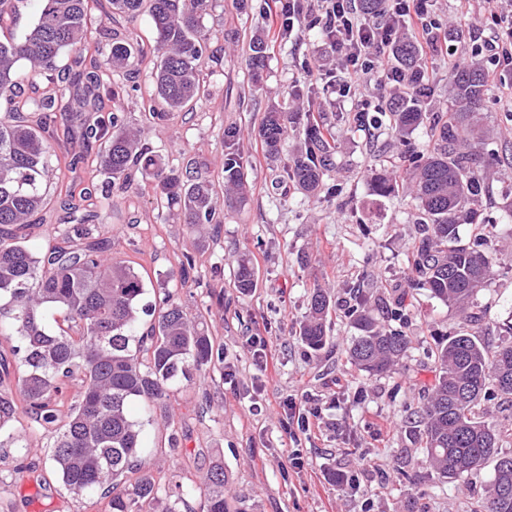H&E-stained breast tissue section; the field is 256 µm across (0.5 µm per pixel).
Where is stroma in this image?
<instances>
[{"mask_svg": "<svg viewBox=\"0 0 512 512\" xmlns=\"http://www.w3.org/2000/svg\"><path fill=\"white\" fill-rule=\"evenodd\" d=\"M212 0L205 17L209 52L202 66L208 94L193 111L152 118L144 105L154 89L155 59L145 53L119 76L136 85L119 105L129 126L143 129L150 147L168 168L196 171L215 185L224 179V158L238 152L247 179L243 201L225 211L217 232L199 240L179 216L157 201L152 177L138 173L132 186L97 200L96 232L111 239L112 256L135 262L144 275H160L186 312L202 321L215 343L224 347V362L178 383L169 404L182 443L181 455L164 447L167 430L160 411L144 413L140 400L131 414L145 419L143 454L153 470L191 484L221 457L229 476L228 496L246 495L251 512H469L472 493L484 491L493 478L492 465L465 481L439 477L423 462V451L407 426L435 377L431 350L437 339L455 335L462 322L457 313L419 291L406 320L411 338L407 356L393 373L370 376L347 360L354 330L347 318L355 283L390 293L407 281L406 256L416 228L411 222L415 201L410 193L388 198L372 192L371 176L393 174L389 157L400 149L387 129L370 132L352 124L351 110L365 99L391 96L392 84L370 76L354 93H338L334 67L322 80H308L301 64L327 54L318 31L268 42L263 89H251L249 43L266 30L267 16L278 0ZM486 0H433L431 12L441 42L455 44L470 37V17L486 13ZM135 32L152 44L148 15L131 20L105 18L97 0L88 10L87 41L106 60L112 36ZM426 73L434 89L433 110L451 106L448 58L425 48ZM308 82L332 127L338 146L330 180L342 195L302 198L288 183L284 158L267 157L259 137L265 108L291 107L288 88ZM490 133L483 151L491 175L490 194L482 203L491 224L488 250L497 260L494 276L480 289L477 303L486 311L481 338L494 342L500 324L512 319V73L490 86L482 109ZM235 127V141L224 130ZM59 180L46 192L53 203L34 226L28 245L47 249L59 238L67 217L54 200ZM196 259L195 285H182L179 259ZM249 260L259 276L250 294L234 286L241 260ZM328 287L335 302L331 340L315 352L298 336L314 284ZM253 335L270 341L278 359L275 375L259 368ZM305 414L310 427L299 436L285 428L289 407ZM16 428L24 448L0 447V512H101L87 497L68 491L50 469V434L34 429L26 415ZM24 471H17L18 463Z\"/></svg>", "mask_w": 512, "mask_h": 512, "instance_id": "35a3bbf8", "label": "stroma"}]
</instances>
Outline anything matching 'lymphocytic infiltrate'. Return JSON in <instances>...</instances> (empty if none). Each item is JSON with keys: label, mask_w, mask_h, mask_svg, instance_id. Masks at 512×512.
<instances>
[{"label": "lymphocytic infiltrate", "mask_w": 512, "mask_h": 512, "mask_svg": "<svg viewBox=\"0 0 512 512\" xmlns=\"http://www.w3.org/2000/svg\"><path fill=\"white\" fill-rule=\"evenodd\" d=\"M281 7L273 16L276 35L290 34L308 25L311 16H319L320 33L324 42L335 52L340 72L338 92L348 96L362 75L376 71L388 80L401 82L402 77L387 68L384 50L393 44L399 27L410 26L422 38H430L434 24L430 18L429 0H395L384 23H362L356 17L355 0H279ZM496 31L484 38L487 24ZM471 42L457 45L448 59L449 64L468 55L488 51L492 67L486 72L489 81L500 80L503 71H512V10L494 11L490 16H475L471 20Z\"/></svg>", "instance_id": "lymphocytic-infiltrate-1"}]
</instances>
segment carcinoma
<instances>
[{
  "mask_svg": "<svg viewBox=\"0 0 512 512\" xmlns=\"http://www.w3.org/2000/svg\"><path fill=\"white\" fill-rule=\"evenodd\" d=\"M35 19L21 35L0 41V336L13 342L9 361L0 354V383L18 374V392L0 391V447L21 448L15 433L16 415L27 414L52 435L51 467L77 495L97 498L104 512H156L159 493L166 496L161 512H180L186 497L200 499L199 512H227L224 498L228 477L224 463H213L198 483L185 489L154 473L142 461L143 423L134 420L129 402L139 398L159 406L171 400L173 386L215 361L224 362V348L215 346L200 323L188 318L182 305L164 291L153 319L141 328L146 294L144 276L134 265L112 260V243L93 235L97 214L85 210L96 193L107 197L112 183L128 182L133 171L152 175L155 190L167 208L183 217L192 233L222 223V209L214 184L201 176H185L167 169L142 140V132L126 127L124 112L114 102L136 87L119 86L105 74L96 56L79 52L73 66L57 69L62 54L85 41L87 0H36ZM108 18L150 16L156 37L153 99L148 111L182 112L192 109L203 94L201 61L208 50L204 17L210 0H107ZM359 12L385 19L383 0H358ZM265 42L250 47L251 77L266 67ZM137 53H144L137 35L112 42L109 70L121 71ZM394 70L413 77L398 98L368 113L377 126L401 137L419 127L431 134L429 148L409 156L404 175L376 174L373 192L389 197L410 189L417 201L412 223L418 237L408 257L412 288L455 309L464 324L483 319L475 296L493 276L494 259L481 250L487 225L479 220L474 203L487 195L481 146L487 135L480 106L488 82L485 72L465 62L452 72L453 108L431 112L427 100L432 87L422 67V48L409 39L391 48ZM49 77L56 94L31 97L28 108L38 113L32 125L19 116L14 95L18 69ZM288 95L306 98L305 112H287L280 105L267 108L259 129L265 151L282 154L288 129H302L303 146L287 159L286 177L307 195L326 189L334 169L336 143L308 89L295 84ZM81 138L79 148L60 147L57 162L76 170L89 148L105 141L100 167L108 174L101 187L71 184L59 196L60 208L73 215L60 242L45 251L24 244L25 230L40 223L50 204L42 190L49 177L48 156L59 126ZM243 184L238 155L224 160V204L240 201ZM474 226V242L464 244L458 228ZM235 287L250 292L258 277L250 263L241 264ZM409 291L401 289L390 316H408ZM349 310L358 335L349 359L372 376L396 368L410 349L406 332L385 328L369 306V291L359 287ZM335 310L329 293L316 284L299 327L301 341L319 351L330 339L329 317ZM61 311L79 324L78 335L48 326V315ZM494 346L474 332L451 336L437 344V374L427 397L411 413L410 433L425 450V463L440 477L463 479L493 462V479L482 496L472 499L470 512H512V454L499 451L512 438L483 419L482 401L489 392L512 403V323ZM83 383L81 398L65 404V390L73 379Z\"/></svg>",
  "mask_w": 512,
  "mask_h": 512,
  "instance_id": "obj_1",
  "label": "carcinoma"
}]
</instances>
